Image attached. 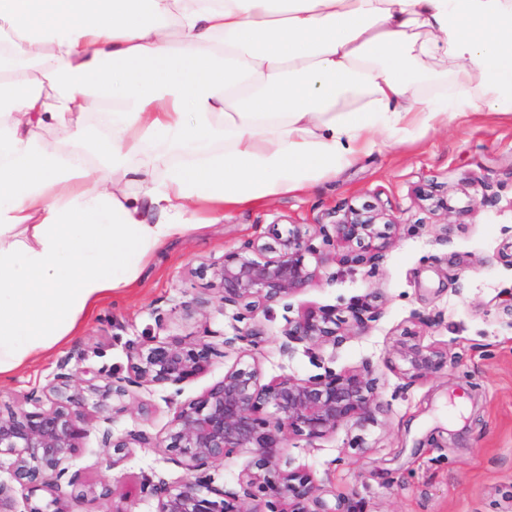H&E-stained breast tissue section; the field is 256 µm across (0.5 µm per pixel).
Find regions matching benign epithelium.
I'll return each instance as SVG.
<instances>
[{
  "label": "benign epithelium",
  "mask_w": 512,
  "mask_h": 512,
  "mask_svg": "<svg viewBox=\"0 0 512 512\" xmlns=\"http://www.w3.org/2000/svg\"><path fill=\"white\" fill-rule=\"evenodd\" d=\"M392 219L378 207H350L331 225H318L323 242L341 251L339 261L349 266H374L389 238ZM313 235L293 226L274 242L249 239L212 266L222 285L221 308L235 309L232 334L207 332L205 338L186 341L149 338L127 348V370L105 374L67 358L57 366L53 380L26 396L34 410L0 413V459L8 461L13 481L31 492L57 493L62 484L75 485L79 474L70 461L81 451L90 431L100 434L101 452L109 466L121 464L131 448H162L167 460L184 476L171 481L163 474L145 480L141 492L156 501L155 512H328L318 486L299 471L281 469L290 437L323 439L351 426L361 430L378 423L375 378L365 366L359 370L324 373L306 380L280 375L262 381L259 350L266 341L263 322L275 304L322 279L332 257L317 250ZM312 256L314 262L306 260ZM306 306L286 318L279 350L287 355L293 345L309 350L335 347L351 333H366L380 315L368 298L346 307ZM228 351L241 361L224 371L222 380L196 400L180 402L182 386L210 372L214 359ZM409 364L410 377L437 373L448 366V354L420 344L398 349ZM153 385L170 391L166 401L175 406L164 434L144 430L119 432L114 419L128 410L136 390ZM93 412H87V407ZM252 454L239 488L215 484L209 470L240 450Z\"/></svg>",
  "instance_id": "1"
}]
</instances>
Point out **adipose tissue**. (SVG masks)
Segmentation results:
<instances>
[{"label": "adipose tissue", "mask_w": 512, "mask_h": 512, "mask_svg": "<svg viewBox=\"0 0 512 512\" xmlns=\"http://www.w3.org/2000/svg\"><path fill=\"white\" fill-rule=\"evenodd\" d=\"M459 112H512V0H0V380L174 236ZM87 125V153L86 160L91 166L102 168L107 177L112 176V171L108 165L96 154L94 143L101 135L100 129L104 125V117L95 109L86 112L84 117Z\"/></svg>", "instance_id": "obj_1"}]
</instances>
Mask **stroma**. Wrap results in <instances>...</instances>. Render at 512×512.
I'll return each mask as SVG.
<instances>
[{"label":"stroma","mask_w":512,"mask_h":512,"mask_svg":"<svg viewBox=\"0 0 512 512\" xmlns=\"http://www.w3.org/2000/svg\"><path fill=\"white\" fill-rule=\"evenodd\" d=\"M428 194L447 200V209H431ZM485 194L497 195V205L479 206ZM367 201L397 220L376 267L330 262L320 282L273 306L260 361L268 379L308 378L323 359L339 370L371 365L383 413L365 430L347 427L313 443L290 438L284 460L312 476L329 512H512V113H458L423 137L377 146L309 192L225 211L223 223L173 238L137 288L105 298L77 336L1 381L0 409L24 405L66 358L81 355L94 369L123 371L130 342L231 333L232 316L218 302L220 282L199 266L220 262L246 239L267 240L292 224L312 230ZM367 294L381 310L367 334L316 354L300 344L280 353L286 306L344 307ZM201 297L209 301L203 311L157 328L154 309ZM407 331L448 352L454 365L410 380L394 351ZM173 412L161 388L144 387L114 427L159 435ZM71 468L85 483L113 487L114 495L82 499L63 486L66 512H154L140 481L156 472L183 474L158 448L131 449L119 467H109L94 433Z\"/></svg>","instance_id":"stroma-1"}]
</instances>
